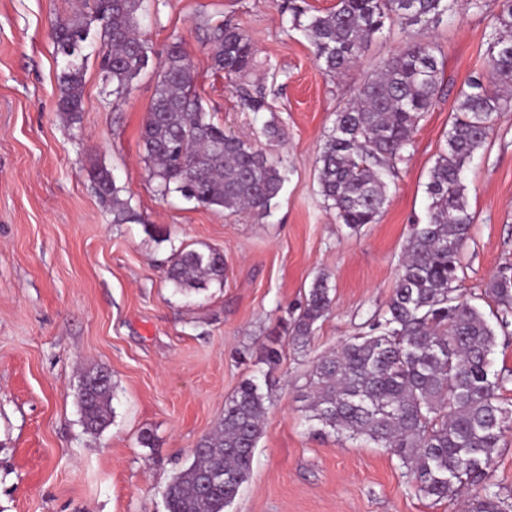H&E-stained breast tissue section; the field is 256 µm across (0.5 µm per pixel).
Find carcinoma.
Masks as SVG:
<instances>
[{"label": "carcinoma", "mask_w": 512, "mask_h": 512, "mask_svg": "<svg viewBox=\"0 0 512 512\" xmlns=\"http://www.w3.org/2000/svg\"><path fill=\"white\" fill-rule=\"evenodd\" d=\"M151 0H92V15L59 21L51 37L60 58L58 111L79 119L85 42L97 23L93 52L112 95H129L149 66L150 47L140 31ZM456 0H337L334 9L309 18L305 29L316 60L337 75L357 62L385 24L421 29L453 14ZM488 39L486 71L462 92L448 129L447 148L430 171L427 221L414 224L386 308L372 315L368 332L318 358L307 379L305 412L310 422L348 439L363 438L396 457L407 484L435 501H456L466 490L467 512H508L490 473L502 442L512 434V402L502 397L506 378L491 373L495 326L457 292L461 254L473 217L463 174L487 144L499 113L512 109V0H498ZM199 28L217 72L245 78L255 65L250 35L230 22L204 17ZM432 40L410 39L382 60L336 113L319 156V188L336 220L351 228L374 224L386 201L385 177L404 158L412 135L441 90ZM157 87L141 140L149 176L161 197L179 193L205 208L248 209L267 214L286 181L282 160L214 123L195 89V73L175 42L157 65ZM245 108H265L262 89L241 88ZM101 201L112 223L135 214L120 198L112 172L93 168ZM166 280L189 294L212 283L224 286V256L206 248L178 249ZM485 293L506 321L512 312V269L494 276ZM332 305L328 276L312 282L298 315L284 321L291 343L306 347ZM272 384L243 381L225 400L224 415L194 450L192 463L165 489L167 512H225L247 480ZM111 377L83 375L78 405L85 430L100 434L112 422Z\"/></svg>", "instance_id": "1"}]
</instances>
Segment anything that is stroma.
Masks as SVG:
<instances>
[{"instance_id":"35a3bbf8","label":"stroma","mask_w":512,"mask_h":512,"mask_svg":"<svg viewBox=\"0 0 512 512\" xmlns=\"http://www.w3.org/2000/svg\"><path fill=\"white\" fill-rule=\"evenodd\" d=\"M335 3L151 2L142 34L154 61L182 41L215 123L260 144L267 121L285 131L269 151L284 159L288 178L260 218L157 195L141 142L154 66L118 100L89 59L80 119L61 117L49 32L85 12V0H0V512H166V486L222 418L225 400L266 370L265 346L321 273L332 309L305 350L281 340L252 470L229 512H458L410 489L387 449L318 434L301 396L313 362L364 331L393 293L456 102L485 70L497 0L481 13L457 0L452 16L424 30L385 27L360 62L330 76L290 7L310 16ZM209 16L252 36L257 65L245 82L264 88L267 110L243 108L213 72L198 27ZM423 36L441 49V92L387 180L377 223H337L316 163L335 114L380 61ZM101 164L136 222L113 223L89 177ZM464 183L473 227L456 286L485 310L488 281L512 267V109L499 113ZM186 246L223 253V287L171 288L166 261ZM90 370L108 372L114 386L112 423L96 436L77 406Z\"/></svg>"}]
</instances>
